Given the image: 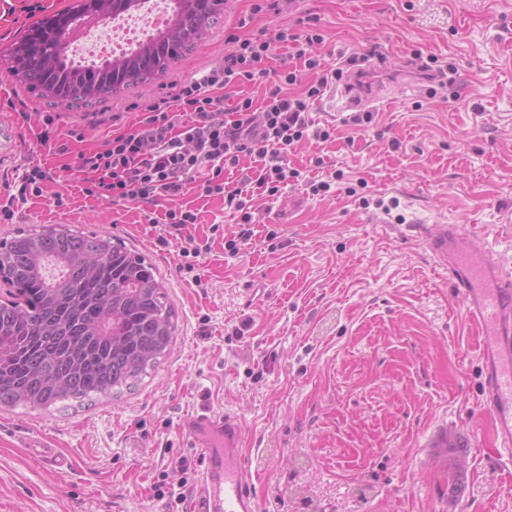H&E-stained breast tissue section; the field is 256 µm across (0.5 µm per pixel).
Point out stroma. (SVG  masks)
Here are the masks:
<instances>
[{"instance_id": "1", "label": "stroma", "mask_w": 512, "mask_h": 512, "mask_svg": "<svg viewBox=\"0 0 512 512\" xmlns=\"http://www.w3.org/2000/svg\"><path fill=\"white\" fill-rule=\"evenodd\" d=\"M72 2L43 0L35 12L33 0H0V199L16 165L42 162L46 115L76 133L74 149L101 145L94 113H133L221 64L229 35L308 11L320 18L325 76L374 47L371 70L389 83L367 128L314 102L333 139L290 147L300 181L273 196L254 190L253 235L236 251L225 243L237 214L193 191L181 203L198 221L182 239L74 184L64 206L50 184L0 216V243L65 224L140 251L178 315L171 353L136 391L76 410H0V512H168L150 487L159 471L197 462L183 422L204 400L240 418L260 512H512V457L496 451L480 403L478 338L447 271L406 230L417 219L476 226L512 261V0H289L277 16L224 0L221 22L151 87L79 108L48 104L1 54ZM416 50L451 64L452 84L433 96L391 85ZM320 180L329 193L309 195ZM189 236L210 244L190 272ZM34 437L71 461L65 477L31 457ZM450 441L466 459L455 493Z\"/></svg>"}]
</instances>
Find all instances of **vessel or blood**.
Returning <instances> with one entry per match:
<instances>
[{
    "instance_id": "vessel-or-blood-1",
    "label": "vessel or blood",
    "mask_w": 512,
    "mask_h": 512,
    "mask_svg": "<svg viewBox=\"0 0 512 512\" xmlns=\"http://www.w3.org/2000/svg\"><path fill=\"white\" fill-rule=\"evenodd\" d=\"M411 232L434 261L446 269L464 306L466 318L481 334L482 404L494 420L495 443L512 455V266L459 224L430 229L414 224ZM187 433L201 460L196 512H258L248 482V461L235 415L215 416L202 408L189 418Z\"/></svg>"
}]
</instances>
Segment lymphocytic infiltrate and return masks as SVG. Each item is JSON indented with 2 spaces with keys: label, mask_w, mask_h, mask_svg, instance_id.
<instances>
[{
  "label": "lymphocytic infiltrate",
  "mask_w": 512,
  "mask_h": 512,
  "mask_svg": "<svg viewBox=\"0 0 512 512\" xmlns=\"http://www.w3.org/2000/svg\"><path fill=\"white\" fill-rule=\"evenodd\" d=\"M317 23L308 14L270 34L231 36L220 66L144 105L135 124L112 133L103 148L78 152L75 171L83 194L149 208L173 202L193 184L239 212V236L250 237L249 186L277 193L299 177L284 161L288 148L310 135L322 141L332 137V128H313L309 118L311 104L327 84L319 75V58L311 53L323 41ZM280 49L301 61V68L281 71L280 83L269 90L264 105L237 93V86L263 75L264 64ZM305 71L312 73V81L303 94H290ZM246 158L251 161L247 167L242 164ZM227 168L238 174L236 187L224 180ZM188 470L184 463L178 473L160 472L152 484L154 497L174 512L188 506Z\"/></svg>",
  "instance_id": "lymphocytic-infiltrate-1"
}]
</instances>
